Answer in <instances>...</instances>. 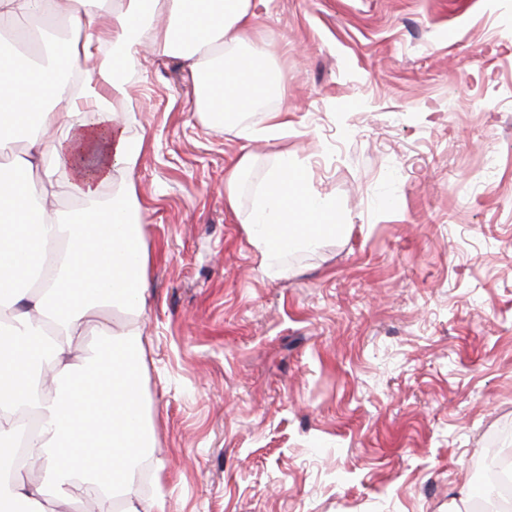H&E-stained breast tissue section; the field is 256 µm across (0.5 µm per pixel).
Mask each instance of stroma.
Returning <instances> with one entry per match:
<instances>
[{
	"label": "stroma",
	"mask_w": 512,
	"mask_h": 512,
	"mask_svg": "<svg viewBox=\"0 0 512 512\" xmlns=\"http://www.w3.org/2000/svg\"><path fill=\"white\" fill-rule=\"evenodd\" d=\"M284 144L208 128L188 61L128 86L150 305L137 323L165 512H476L458 490L512 433V0H254ZM346 235L265 277L249 210L280 148ZM253 157L242 155L224 175V206L237 217L240 215V185L243 173L251 166Z\"/></svg>",
	"instance_id": "35a3bbf8"
}]
</instances>
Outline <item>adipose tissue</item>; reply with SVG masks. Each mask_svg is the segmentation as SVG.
<instances>
[{
	"mask_svg": "<svg viewBox=\"0 0 512 512\" xmlns=\"http://www.w3.org/2000/svg\"><path fill=\"white\" fill-rule=\"evenodd\" d=\"M252 0H0V448L41 458L37 480L0 478V512H58L82 487L98 512H164L119 483L153 445L132 328L81 343L105 308L144 314L149 254L134 179L145 150L121 108L140 48L189 60L210 126L244 141L288 137V110L244 114L282 97ZM78 202L62 211L57 193ZM242 222L262 273L280 256L345 234L336 205L313 192L303 161L277 157ZM38 287H22L36 268ZM36 418L25 429L20 415Z\"/></svg>",
	"mask_w": 512,
	"mask_h": 512,
	"instance_id": "obj_1",
	"label": "adipose tissue"
}]
</instances>
